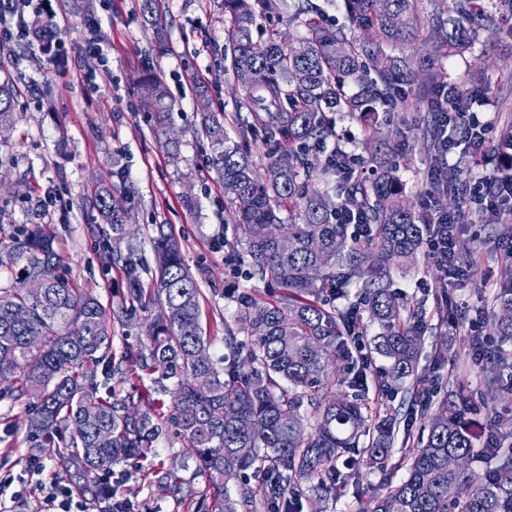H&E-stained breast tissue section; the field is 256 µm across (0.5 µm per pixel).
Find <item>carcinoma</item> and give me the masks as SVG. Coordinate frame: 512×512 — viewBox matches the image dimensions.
Listing matches in <instances>:
<instances>
[{
  "instance_id": "cac0c4a2",
  "label": "carcinoma",
  "mask_w": 512,
  "mask_h": 512,
  "mask_svg": "<svg viewBox=\"0 0 512 512\" xmlns=\"http://www.w3.org/2000/svg\"><path fill=\"white\" fill-rule=\"evenodd\" d=\"M345 20L330 23L318 6L299 9L305 35L283 47L278 32L253 38L262 15L277 0H224V20L232 40L233 71L247 67L252 81L242 85L251 111L266 118L248 132L275 155L269 178L258 172L254 153L233 140L213 112L204 115L213 163L228 192L237 233L224 239V265L237 274L273 282L277 298L265 301L228 291L240 329L224 326V357L214 360L203 336L199 288L177 239L158 230L153 291L142 288L150 269L136 258L138 248L115 246L129 234L128 210L112 206V185L95 196L102 221L103 259L122 271L125 300L152 301L158 312L147 325V342L137 371L171 394L186 453L198 462L215 490L211 512H302L312 497L336 498L360 468L382 470L391 459L396 417L370 412L354 393L365 368L354 362L349 332L356 306L335 307L328 297L348 298L356 284L368 320L379 326L377 351L390 362L379 388L407 378L422 381L418 364L427 323L388 288L390 265L415 260L433 217L408 205L392 155L413 150L405 132L393 143L377 139L378 106L402 112L415 108L438 116L444 111L439 57L469 48L480 34H495L504 6L512 0H431L433 10L420 24V0H342ZM421 42L430 51L413 60L406 49ZM354 79L359 91L347 94ZM144 110L160 123L171 119L166 88L148 82ZM15 89L0 82V132L16 122ZM347 112L370 148L363 156L340 145L320 165L309 163L311 147L336 138L330 112ZM431 165L448 169L438 127L428 145ZM442 192L461 206L467 184L448 173ZM288 210V223L280 213ZM364 236L350 231L353 222ZM275 225L293 241L282 250L265 232ZM23 263L19 284L0 289V381L20 377L36 399L29 427L52 443L68 430L76 458L89 474L105 472L129 459L154 452L161 407L149 401L139 417L126 414L129 402L111 390L99 395L98 352L109 347L112 323L127 322L128 310L107 312L90 292L72 287L60 274L56 236L34 224L19 231L13 246L0 251V268ZM38 280L41 291L28 293ZM493 329L512 343V284L499 296ZM246 336H240V332ZM422 389L409 393V415L420 416L426 436L395 467L406 476L359 512H512V448L490 444L496 460L484 477L448 468V456H474L479 433L469 415L463 387L448 391L433 411L421 404ZM309 409V416L301 414ZM368 442H360L361 437ZM252 470L257 489L227 484Z\"/></svg>"
}]
</instances>
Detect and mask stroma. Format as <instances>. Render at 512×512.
Segmentation results:
<instances>
[{
    "instance_id": "35a3bbf8",
    "label": "stroma",
    "mask_w": 512,
    "mask_h": 512,
    "mask_svg": "<svg viewBox=\"0 0 512 512\" xmlns=\"http://www.w3.org/2000/svg\"><path fill=\"white\" fill-rule=\"evenodd\" d=\"M90 4L92 18L86 23L71 13L67 0H55L52 23L66 43L63 56L42 54L32 36L8 45L4 75L17 91V121L0 144V248L11 246L18 228L49 227L58 239L65 278L95 294L106 309L117 308L126 283L119 269L102 266V241L92 233L100 222L94 190L110 183L115 199L132 215L128 229L144 263L155 262L151 239L157 232L181 241L198 282L211 353L221 357L224 328L236 323V305L224 297L231 277L223 239L233 224L224 187L210 164L191 84L193 77H202L225 129L239 138L252 116L230 67L223 0H159V31L144 16L142 0ZM97 37L112 45L108 60L85 49ZM444 68L449 82L487 90L482 110L493 129L512 126V37L481 35L470 50L446 59ZM149 74L164 82L175 103L169 125L154 124L141 109ZM170 138L179 141L177 153L166 149ZM428 164L420 146L400 162L405 194L418 207L430 200V186L422 178ZM459 214V247L466 252L462 277L442 280L423 252L412 267L392 268L388 284L427 320L419 363L426 372L424 396L438 402L457 381H465L469 393L486 398L477 423L498 420L493 434L507 446L512 444V392L488 387L487 362L475 359L471 342L480 339L486 350L504 352L512 364V344L500 343L492 329L498 294L512 280L503 242L512 236V215L485 224L471 204ZM152 315V309L137 308L125 324L113 325L111 367L125 370L133 364ZM163 402L156 457L114 465L110 482L116 495L110 499L98 477L84 475L74 463L69 434L44 447L42 437L28 428L33 397L19 384L0 382V503L8 512H45L51 488L62 486L86 502L89 512H112L117 501L128 512H208L213 488L184 453L171 420V397ZM382 404L399 418L393 447L398 459L408 452L420 423L406 417L404 387L393 388ZM33 462L41 465L40 474L30 471ZM402 476L399 470L388 478L374 471L349 479L344 495L327 502L325 512H357L360 501L385 480Z\"/></svg>"
}]
</instances>
